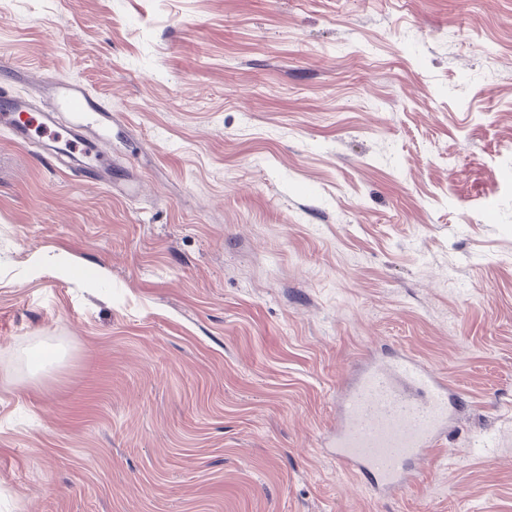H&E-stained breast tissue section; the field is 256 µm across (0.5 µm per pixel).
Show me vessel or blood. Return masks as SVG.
I'll use <instances>...</instances> for the list:
<instances>
[{
	"instance_id": "1",
	"label": "vessel or blood",
	"mask_w": 512,
	"mask_h": 512,
	"mask_svg": "<svg viewBox=\"0 0 512 512\" xmlns=\"http://www.w3.org/2000/svg\"><path fill=\"white\" fill-rule=\"evenodd\" d=\"M43 104L0 92V130L26 146L44 140L55 146L66 135L63 158L78 169L112 178V147L105 131L112 112L80 83L51 80ZM73 115L60 126L56 115ZM336 428L324 439L326 453L376 494L391 497L417 479L414 464L435 460L459 402L435 370L406 352L365 357L359 371L336 394Z\"/></svg>"
}]
</instances>
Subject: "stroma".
<instances>
[{"label":"stroma","mask_w":512,"mask_h":512,"mask_svg":"<svg viewBox=\"0 0 512 512\" xmlns=\"http://www.w3.org/2000/svg\"><path fill=\"white\" fill-rule=\"evenodd\" d=\"M0 61L116 161L0 132V512H512V0H0ZM382 349L464 400L396 497L323 450ZM45 90L44 103L38 107L33 100L2 89L0 130L7 131L19 145L45 144L54 155L76 161L79 170L93 168L97 177L112 185V147L103 133L112 127V110L91 96L81 83L54 79L45 84ZM55 112L72 113L70 126H60ZM62 133L69 142L66 151L56 146Z\"/></svg>","instance_id":"stroma-1"}]
</instances>
